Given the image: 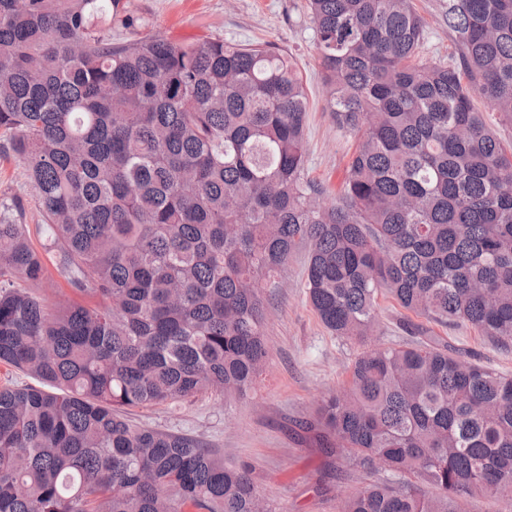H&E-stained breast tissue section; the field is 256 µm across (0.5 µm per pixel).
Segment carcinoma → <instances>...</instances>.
<instances>
[{"mask_svg": "<svg viewBox=\"0 0 512 512\" xmlns=\"http://www.w3.org/2000/svg\"><path fill=\"white\" fill-rule=\"evenodd\" d=\"M336 125L358 136L340 195L305 172L293 57L214 39L114 44L123 0H0V154L24 164L46 248L92 304L15 286L47 268L0 201V512H253L246 467L127 410L245 396L267 357L260 284L308 240L307 299L363 346L322 401L319 447L382 465L339 512H512V378L411 321L368 345L377 299L512 342V0H448L456 56L424 59L412 0H307Z\"/></svg>", "mask_w": 512, "mask_h": 512, "instance_id": "cac0c4a2", "label": "carcinoma"}]
</instances>
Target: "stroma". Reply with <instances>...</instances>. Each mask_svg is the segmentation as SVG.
<instances>
[{
	"label": "stroma",
	"mask_w": 512,
	"mask_h": 512,
	"mask_svg": "<svg viewBox=\"0 0 512 512\" xmlns=\"http://www.w3.org/2000/svg\"><path fill=\"white\" fill-rule=\"evenodd\" d=\"M138 25L113 24L116 43L159 36L172 43H203L215 38L238 44H268L291 52L308 94L306 171L327 197L340 188L355 149L354 136L338 129L327 107L307 0H125ZM427 25L422 56L448 58L454 51L443 16L448 0H413ZM21 202L31 244L43 251L45 235L34 189L23 164L0 158V198ZM311 247L301 243L287 265L265 284L268 357L253 388L228 402L206 394L187 402L133 410L140 425L185 434L216 448L228 465L249 467L257 491L274 512H337L340 500L361 487L389 481L384 468H350L317 448L306 423L323 398L340 391L361 351L357 343L333 335L306 300L305 269ZM413 317L390 296H379L374 346L410 342L403 324ZM450 349L474 363L512 377V343L500 345L465 324L434 326Z\"/></svg>",
	"instance_id": "stroma-1"
}]
</instances>
